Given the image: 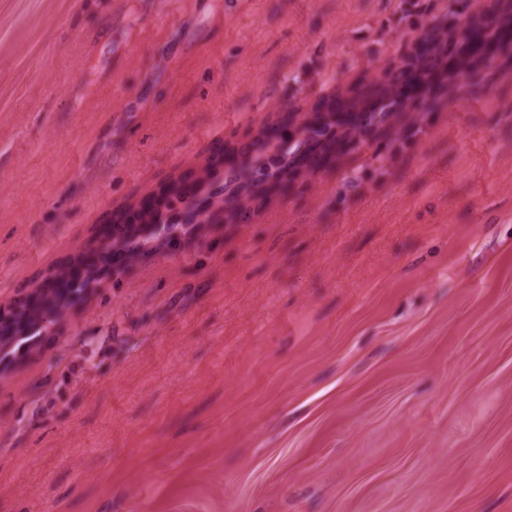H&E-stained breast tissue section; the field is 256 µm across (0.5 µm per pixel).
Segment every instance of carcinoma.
<instances>
[{"label":"carcinoma","mask_w":512,"mask_h":512,"mask_svg":"<svg viewBox=\"0 0 512 512\" xmlns=\"http://www.w3.org/2000/svg\"><path fill=\"white\" fill-rule=\"evenodd\" d=\"M512 32V0H496L481 12H472L460 0L448 4V22L442 27L428 29L421 41L427 48L413 49L401 64L390 69L380 79L340 92V102L323 108L313 107L311 115L302 120L303 137L287 148H280V160L272 167L248 176H231L227 186L218 185L213 172L215 161L208 159L201 168L199 187L210 200V209L201 213V223L214 224L219 219L245 220L249 203L266 199V185L297 181L316 172L312 161L317 157L325 161L336 159L337 142H356L353 150L364 145L357 140L361 130L376 122L388 123L395 131V140L403 137L396 127L411 126L414 133L422 131L423 114L435 111L456 88V75L468 76L477 67L512 70V56L495 54L488 46L499 44L501 34ZM180 179L172 178L158 191L162 205L153 213L142 216L143 227L135 239L125 241V233L118 230L115 242L126 243L134 250L147 252L158 246L156 225L168 230L179 227L178 215L184 200L180 197ZM97 270L87 267L83 276L73 281L66 270L56 267L51 277L65 280V287L79 293L94 280ZM49 305L64 316L68 297L48 292L40 294L38 302L25 307L16 315L15 330L8 343L17 351L32 342L44 330L43 307Z\"/></svg>","instance_id":"1"}]
</instances>
